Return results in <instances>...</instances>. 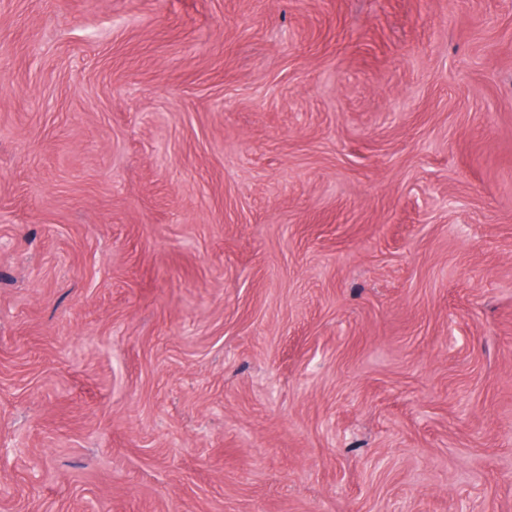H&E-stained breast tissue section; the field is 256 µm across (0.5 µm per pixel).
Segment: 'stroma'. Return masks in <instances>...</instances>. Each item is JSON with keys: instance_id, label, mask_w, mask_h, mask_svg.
I'll list each match as a JSON object with an SVG mask.
<instances>
[{"instance_id": "35a3bbf8", "label": "stroma", "mask_w": 512, "mask_h": 512, "mask_svg": "<svg viewBox=\"0 0 512 512\" xmlns=\"http://www.w3.org/2000/svg\"><path fill=\"white\" fill-rule=\"evenodd\" d=\"M0 512H512V0H0Z\"/></svg>"}]
</instances>
